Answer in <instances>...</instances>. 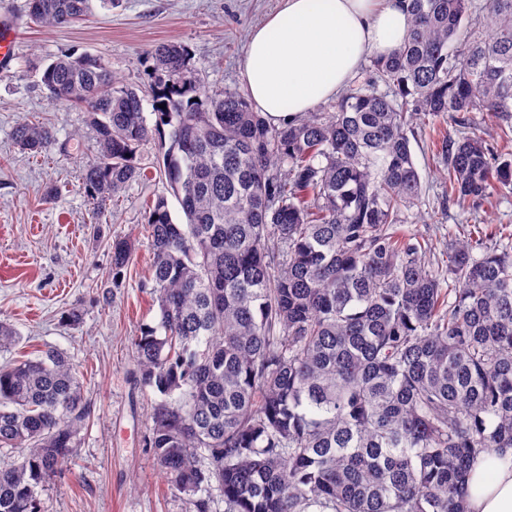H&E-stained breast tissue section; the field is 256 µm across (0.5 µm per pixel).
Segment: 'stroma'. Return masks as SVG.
Listing matches in <instances>:
<instances>
[{
    "label": "stroma",
    "instance_id": "obj_1",
    "mask_svg": "<svg viewBox=\"0 0 512 512\" xmlns=\"http://www.w3.org/2000/svg\"><path fill=\"white\" fill-rule=\"evenodd\" d=\"M279 7V0H91L85 19L54 30L29 27L27 0H0L13 16L18 49L9 73L0 75V319L21 333L20 343L0 351V365L55 349L74 366L90 402L88 429L78 455L38 489L42 512H184L181 497L153 464L147 444L149 397L134 391L131 340L159 322L148 286L152 258L144 223L157 197L168 199L174 222L184 215L158 168L159 140L139 149L146 173L107 207L92 231V206L80 176L97 145L85 113L55 105L35 71L60 53L103 55L125 86L147 90L151 49L184 45L202 90L243 91L242 66L250 30ZM46 118L57 142L31 155L17 147L13 131L25 117ZM427 136L412 152L422 199L411 232L431 239L437 251L462 234L465 216L448 201V184L431 156ZM56 188L45 201L47 188ZM131 239L135 254L120 282L112 280L110 245ZM78 309L80 323L67 322Z\"/></svg>",
    "mask_w": 512,
    "mask_h": 512
}]
</instances>
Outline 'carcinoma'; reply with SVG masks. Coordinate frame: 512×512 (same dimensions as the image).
Segmentation results:
<instances>
[{"label":"carcinoma","instance_id":"cac0c4a2","mask_svg":"<svg viewBox=\"0 0 512 512\" xmlns=\"http://www.w3.org/2000/svg\"><path fill=\"white\" fill-rule=\"evenodd\" d=\"M404 42L321 112L278 126L238 92L187 80V50L150 51L143 96L101 55L36 67L50 102L85 109L97 154L81 170L102 208L142 176L161 142L167 199L145 215L159 322L132 342L133 381L161 395L149 446L185 512H466V476L512 448V249L497 232L448 244L400 230L422 184L408 136L448 121L436 144L448 200L512 189V0H405ZM89 0H28V24L74 25ZM166 108H160V105ZM28 154L56 141L16 125ZM111 244L112 278L132 259ZM19 339L0 321V350ZM90 403L58 351L0 366V512H41L37 488L77 456ZM222 499H217L214 491Z\"/></svg>","mask_w":512,"mask_h":512}]
</instances>
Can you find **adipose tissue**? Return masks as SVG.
I'll return each instance as SVG.
<instances>
[{
    "mask_svg": "<svg viewBox=\"0 0 512 512\" xmlns=\"http://www.w3.org/2000/svg\"><path fill=\"white\" fill-rule=\"evenodd\" d=\"M247 43L243 80L271 123L336 99L363 63L398 47L410 28L401 0H282ZM469 512H512V448L468 477Z\"/></svg>",
    "mask_w": 512,
    "mask_h": 512,
    "instance_id": "adipose-tissue-1",
    "label": "adipose tissue"
}]
</instances>
